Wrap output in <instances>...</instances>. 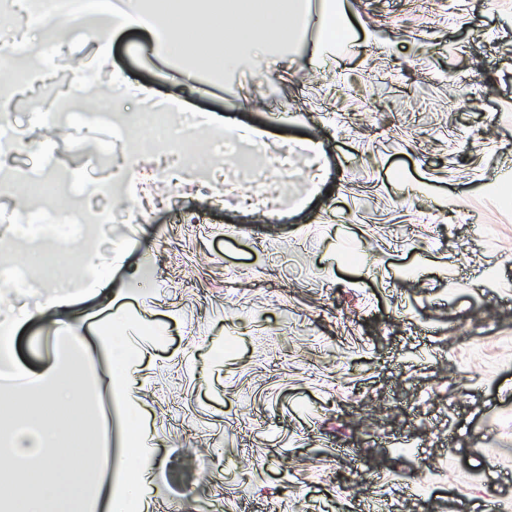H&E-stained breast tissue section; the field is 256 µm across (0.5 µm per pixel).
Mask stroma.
I'll list each match as a JSON object with an SVG mask.
<instances>
[{"label":"stroma","mask_w":512,"mask_h":512,"mask_svg":"<svg viewBox=\"0 0 512 512\" xmlns=\"http://www.w3.org/2000/svg\"><path fill=\"white\" fill-rule=\"evenodd\" d=\"M359 44L310 46L255 62L225 54L224 36L259 31L260 15L181 23L172 61L146 55L132 29L96 60L82 34L71 66L97 82L121 72L155 104L182 100L192 125L231 117L261 130L267 152L288 151L277 210L226 205L223 190L149 180L102 225L120 260L116 303L69 285L91 358L109 357L100 324L125 315L121 342L149 361L131 394L171 512H478L486 495L512 512V0H346ZM224 61L202 86L176 79L195 53ZM242 98L224 101L241 71ZM33 107L0 115L27 141L22 175L49 164L73 187L106 185L83 146L119 152V129L74 113L56 126ZM317 145L322 172L308 165ZM245 195L233 137L202 143ZM143 209L142 222L128 221ZM294 264L281 266L277 253ZM150 261L151 278L133 282ZM46 325L29 322L14 346L24 367L52 356ZM49 447L67 438L81 467L60 461L54 497L91 482L108 504L119 482L126 411L86 406L66 424L17 396Z\"/></svg>","instance_id":"35a3bbf8"}]
</instances>
